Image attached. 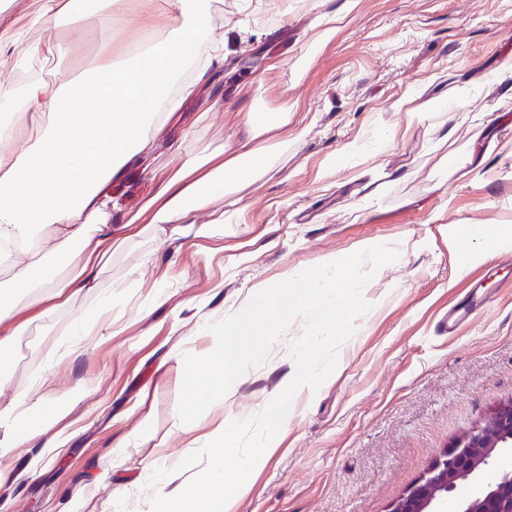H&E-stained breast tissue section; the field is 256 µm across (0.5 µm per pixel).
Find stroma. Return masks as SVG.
I'll return each mask as SVG.
<instances>
[{"label":"stroma","mask_w":512,"mask_h":512,"mask_svg":"<svg viewBox=\"0 0 512 512\" xmlns=\"http://www.w3.org/2000/svg\"><path fill=\"white\" fill-rule=\"evenodd\" d=\"M213 0L224 22V60L198 82L177 122L157 135L167 151L223 152L243 113L298 107L304 131L271 176L239 192L230 224L211 236L157 246L146 234L99 274V291L129 288L121 319L76 353L57 356L42 394L81 386L85 399L61 421L65 443L37 436L7 466L0 512H154L158 478L198 479L205 464L175 428L177 417L206 430L191 404L184 357H201V330L223 322L256 286L277 292L308 280L330 256L375 247L350 288L344 327L325 323L320 297L286 327L247 349L225 412L263 404L288 412L275 456L252 479L238 512H388L441 448L512 399V293L491 267L484 304L459 334L438 317L467 284L453 227L512 225V0ZM336 31L320 38L319 21ZM49 52L29 69L60 84L86 74L93 44L66 31L31 29ZM460 93L445 121L425 108ZM221 111H211L214 100ZM152 193L149 171L131 166L113 223ZM394 251L398 263L385 253ZM163 304H155L157 294ZM95 299L81 294L35 320L12 377L21 389L55 338ZM336 369L296 392L285 375L313 356Z\"/></svg>","instance_id":"35a3bbf8"}]
</instances>
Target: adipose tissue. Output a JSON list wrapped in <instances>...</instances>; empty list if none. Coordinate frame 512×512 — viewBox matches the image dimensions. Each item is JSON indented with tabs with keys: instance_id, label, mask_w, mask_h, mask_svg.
Returning a JSON list of instances; mask_svg holds the SVG:
<instances>
[{
	"instance_id": "obj_1",
	"label": "adipose tissue",
	"mask_w": 512,
	"mask_h": 512,
	"mask_svg": "<svg viewBox=\"0 0 512 512\" xmlns=\"http://www.w3.org/2000/svg\"><path fill=\"white\" fill-rule=\"evenodd\" d=\"M145 2V15L161 18L164 33L132 52L112 43L115 20L127 18L125 0H42L24 24L0 5V266L10 274L0 289V388L15 370L19 339L32 322L28 305L48 312L94 290L114 251L146 225L160 227L163 245L229 223L236 194L274 170L282 133L297 119L292 111L247 113L224 154L199 152L172 173L153 168L152 132L176 111L168 101L170 89L178 83L184 95L193 94V85L181 82L184 72L207 68L209 58L201 57L199 47L208 44L211 56L220 55L224 34L209 0ZM33 27L81 31L97 47V67L70 87L35 74L17 82L10 63L39 58L46 50L29 39ZM133 164L151 170L154 192L125 223H111L115 188ZM205 209L211 220L196 223L194 213ZM35 245L53 265V277L29 261ZM367 250L362 244L343 261L325 259L308 286L292 293L251 290L235 313L210 329L213 347L204 364L193 365L190 391L193 407L216 418L207 432L188 441L193 454L207 460L205 477L185 482L164 476L158 512H235L249 491V474L265 466L277 448L284 417L281 406H272L257 428L251 418L223 412L242 377L248 335L286 320L311 289L331 296L327 320L345 323L347 303L336 291L352 281ZM119 297L116 291L99 295L81 313L69 328L71 346L107 325ZM260 308L271 309V317L259 318ZM46 381L44 371L34 372L0 407V483L9 477L4 462L34 436L57 440L58 423L85 397L74 389L46 401L39 395Z\"/></svg>"
}]
</instances>
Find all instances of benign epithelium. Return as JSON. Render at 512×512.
I'll list each match as a JSON object with an SVG mask.
<instances>
[{"instance_id": "benign-epithelium-1", "label": "benign epithelium", "mask_w": 512, "mask_h": 512, "mask_svg": "<svg viewBox=\"0 0 512 512\" xmlns=\"http://www.w3.org/2000/svg\"><path fill=\"white\" fill-rule=\"evenodd\" d=\"M504 457L512 458V399L439 450L389 512H441L448 496L465 482L473 491L458 512H512V465L492 468Z\"/></svg>"}]
</instances>
